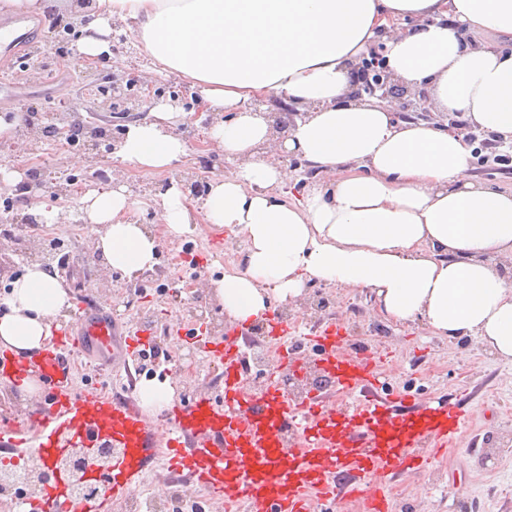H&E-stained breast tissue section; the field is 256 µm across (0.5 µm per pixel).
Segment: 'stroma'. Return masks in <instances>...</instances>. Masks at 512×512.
<instances>
[{
    "instance_id": "obj_1",
    "label": "stroma",
    "mask_w": 512,
    "mask_h": 512,
    "mask_svg": "<svg viewBox=\"0 0 512 512\" xmlns=\"http://www.w3.org/2000/svg\"><path fill=\"white\" fill-rule=\"evenodd\" d=\"M38 28L43 55L28 68L19 69L10 91L0 93V113L28 120L31 112L65 115L73 124L87 122L106 128L111 135L124 132L137 113L91 112L87 93L72 86L71 79L82 76L85 69L79 53H72L67 64L57 59L56 33L44 27V15L33 17ZM151 60L141 50L129 28L112 34V57L99 61L101 73L117 74L132 68L147 70ZM68 85L69 96L58 94L60 85ZM212 122L206 111H193L178 131L185 140L188 154L176 170V177L187 173L213 179L231 173L232 162L206 138ZM473 173L495 187L512 189V147L506 148L489 136L479 135L472 143ZM45 158L46 172L33 179L32 158ZM21 174L28 191L17 196L14 186L0 182V197L13 200L15 214L43 216L55 210L66 214L68 223L55 225L56 235L64 245L47 259L46 267L57 273L72 301L99 294L118 315L137 321L149 315L154 320L152 334L158 348L154 358L138 359L133 376L103 369L84 356L73 355V370L68 386L74 390L96 388L136 396L141 382L153 380L170 384L178 399L188 401L198 395H218L224 387V374L217 357L207 355L192 342L191 330L205 324L212 339L224 336L229 323L216 299L206 294L202 285L221 278L237 266V255L227 248L223 232L198 224L187 236L164 235L155 220L154 199L168 181L167 175L149 173L116 163L111 155L67 147L48 148L39 144L36 152L19 150L11 141L0 142V168ZM103 169L126 186L136 206L132 217L160 235L162 246L154 271L136 280H126L107 272L93 248L95 227L83 224L73 232L71 224L82 217L79 198L58 194L61 177H82L89 169ZM40 224H6L0 226V294L8 291L11 280L26 265L36 262L44 243ZM196 291H189V284ZM206 310L205 320L187 313L189 305ZM309 317L297 332L276 343V350H288L299 359L316 355L308 344L309 331L335 320L347 329L345 351L371 347L382 351L384 360L376 386L377 393L395 404L418 406L447 402L459 405L468 417L459 444L433 462L428 469L404 471L390 481L393 492L388 512H512V363L491 353L475 337L442 338L433 335L419 321L398 323L378 311L372 291L308 283L298 305ZM194 354L200 371L190 378L175 374L181 355ZM37 399L28 397L21 385L0 379V438L10 439L17 433H33L32 419ZM140 493L160 496L181 505L198 494V487L184 479H174L165 470L150 474L138 487Z\"/></svg>"
}]
</instances>
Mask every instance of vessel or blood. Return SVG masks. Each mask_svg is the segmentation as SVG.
Wrapping results in <instances>:
<instances>
[{
  "instance_id": "obj_1",
  "label": "vessel or blood",
  "mask_w": 512,
  "mask_h": 512,
  "mask_svg": "<svg viewBox=\"0 0 512 512\" xmlns=\"http://www.w3.org/2000/svg\"><path fill=\"white\" fill-rule=\"evenodd\" d=\"M344 327L330 322L310 342L321 350V368L346 392H360L346 406L324 403L318 396L291 398L276 374L256 393L240 389L246 362L238 328L224 336L221 361L224 393L177 402L169 414L172 448L157 446L158 429L130 401L87 389L54 392L35 413V447L59 453L64 442L82 448L111 440L120 453L108 484L113 496L128 494L155 465L188 477L210 493L245 505L247 512H308L310 498L363 500L370 512H387L389 481L401 469L421 470L462 433L460 408L425 405L394 408L390 401L365 392L379 371L377 355L341 354ZM121 323L103 300L79 302L54 350L39 359L0 360V377L15 381L35 374L47 380L64 376L66 348L107 366L127 348ZM297 436L294 447L282 443L284 428ZM429 443L430 455L420 452ZM42 512H74L64 479L47 487Z\"/></svg>"
}]
</instances>
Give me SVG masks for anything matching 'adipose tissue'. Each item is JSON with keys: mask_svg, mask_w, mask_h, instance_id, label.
<instances>
[{"mask_svg": "<svg viewBox=\"0 0 512 512\" xmlns=\"http://www.w3.org/2000/svg\"><path fill=\"white\" fill-rule=\"evenodd\" d=\"M79 53H110L113 23L134 22L145 54L198 86L215 121L209 141L234 173L212 180L200 209L170 179L155 202L168 235L195 223L240 240L239 269L207 283L229 321L297 303L309 282L375 293L397 322L423 320L434 335L476 336L512 362V191L477 181L464 135L397 118L390 105L351 95L355 70L383 44L389 72L429 88L440 112L512 144V52L470 44L461 29L512 40V0H95L79 16ZM280 98L299 113L281 135L250 104ZM169 103L128 123L121 164L172 171L187 154ZM295 154L328 174L287 200ZM94 249L108 269L135 279L153 269L159 240L129 219L125 186L83 196ZM70 306L56 275L32 264L0 296V350L44 349Z\"/></svg>", "mask_w": 512, "mask_h": 512, "instance_id": "1", "label": "adipose tissue"}]
</instances>
